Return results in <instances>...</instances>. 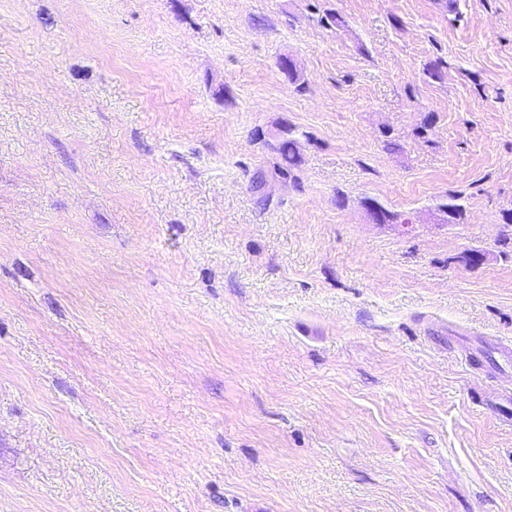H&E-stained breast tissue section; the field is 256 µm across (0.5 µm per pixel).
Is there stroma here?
<instances>
[{
    "label": "stroma",
    "mask_w": 512,
    "mask_h": 512,
    "mask_svg": "<svg viewBox=\"0 0 512 512\" xmlns=\"http://www.w3.org/2000/svg\"><path fill=\"white\" fill-rule=\"evenodd\" d=\"M0 512H512V0H0ZM298 139V136L291 131L288 137L282 138L271 146L273 153L280 158L278 169L286 178L296 179L297 177L294 172L301 162Z\"/></svg>",
    "instance_id": "obj_1"
}]
</instances>
